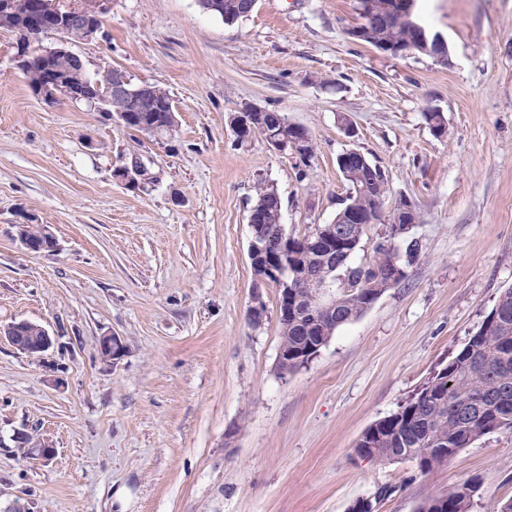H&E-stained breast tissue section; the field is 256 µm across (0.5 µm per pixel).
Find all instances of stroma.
<instances>
[{
	"label": "stroma",
	"mask_w": 512,
	"mask_h": 512,
	"mask_svg": "<svg viewBox=\"0 0 512 512\" xmlns=\"http://www.w3.org/2000/svg\"><path fill=\"white\" fill-rule=\"evenodd\" d=\"M429 3L418 19L447 41L445 64L350 39L356 0H257L232 24L197 0H112L102 34L71 49L89 71L166 89L168 146L38 100L0 32V326L54 338L36 358L0 341V512H347L382 484L397 491L378 512H415L470 478L473 512L512 499L509 431L426 475L354 453L512 286V0ZM247 104L303 126L314 158L238 146L227 117ZM134 149L157 174L144 191L113 178ZM349 149L414 204L421 256L284 375L278 289L249 257L254 185H274L286 234L303 238L348 196L336 159ZM21 224L50 225L57 250L25 249ZM107 333L126 345L113 364ZM21 432L54 459L25 458ZM125 344L120 336L114 333H108L101 336L99 340L100 357L107 362L117 361L124 356Z\"/></svg>",
	"instance_id": "obj_1"
}]
</instances>
